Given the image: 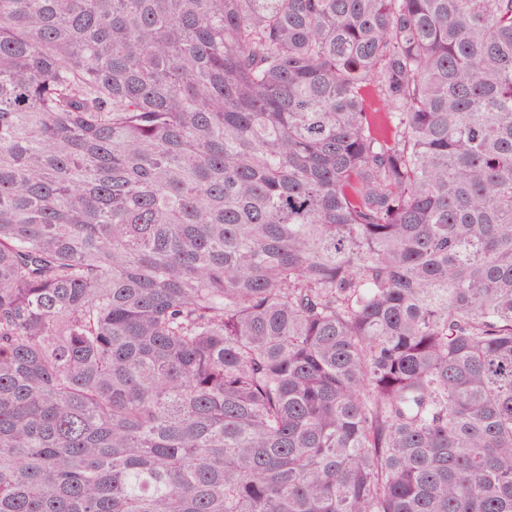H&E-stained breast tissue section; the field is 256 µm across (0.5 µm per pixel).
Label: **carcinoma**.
<instances>
[{"label":"carcinoma","instance_id":"1","mask_svg":"<svg viewBox=\"0 0 512 512\" xmlns=\"http://www.w3.org/2000/svg\"><path fill=\"white\" fill-rule=\"evenodd\" d=\"M0 512H512V0H0Z\"/></svg>","mask_w":512,"mask_h":512}]
</instances>
